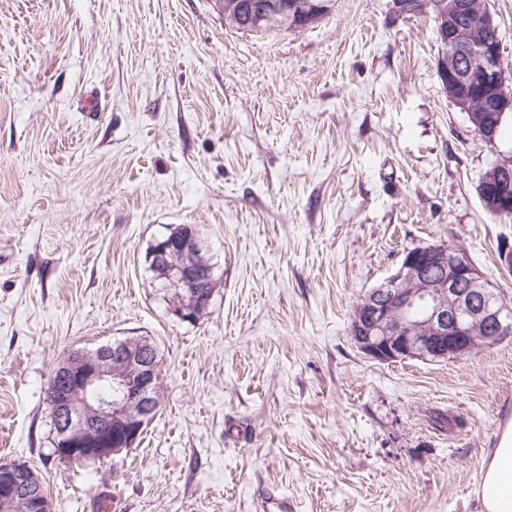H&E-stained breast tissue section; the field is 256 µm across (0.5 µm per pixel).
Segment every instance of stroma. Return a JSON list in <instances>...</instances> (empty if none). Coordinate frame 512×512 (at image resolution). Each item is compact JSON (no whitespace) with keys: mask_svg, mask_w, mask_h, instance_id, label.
Masks as SVG:
<instances>
[{"mask_svg":"<svg viewBox=\"0 0 512 512\" xmlns=\"http://www.w3.org/2000/svg\"><path fill=\"white\" fill-rule=\"evenodd\" d=\"M430 16L335 0L248 32L219 0H0V461L51 512H480L512 414V335L447 361L367 358L359 297L407 250L465 251L512 303V214L477 186L512 155L438 72ZM195 227L216 287L174 320L151 243ZM155 344L134 448L54 452L46 392L75 349Z\"/></svg>","mask_w":512,"mask_h":512,"instance_id":"obj_1","label":"stroma"}]
</instances>
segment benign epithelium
Listing matches in <instances>:
<instances>
[{
  "mask_svg": "<svg viewBox=\"0 0 512 512\" xmlns=\"http://www.w3.org/2000/svg\"><path fill=\"white\" fill-rule=\"evenodd\" d=\"M417 13L436 16L446 52L438 60L448 93L469 113L477 133L496 139L504 117L512 115V89L502 66V40L489 41L498 31L492 13L468 0H417ZM327 11L312 0H265L250 14L255 27H306ZM463 13L477 23L460 25ZM512 179V160L489 169L481 180L480 197L491 212L512 210L505 182ZM201 241L192 232H173L156 241L152 254L158 278L176 288L169 313L179 321H194L207 302L201 282L210 269L200 260ZM512 334V307L492 289L468 255L444 244H429L405 252L395 272L367 291L354 306L351 338L366 356L380 362L403 359L442 361L469 355ZM158 354L147 339H124L93 352L73 350L59 363L48 393L54 423L56 453L67 460L104 459L131 448L160 405ZM0 463V512H50V497L35 473Z\"/></svg>",
  "mask_w": 512,
  "mask_h": 512,
  "instance_id": "benign-epithelium-1",
  "label": "benign epithelium"
}]
</instances>
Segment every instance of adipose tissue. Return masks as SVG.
Returning <instances> with one entry per match:
<instances>
[{
	"instance_id": "adipose-tissue-1",
	"label": "adipose tissue",
	"mask_w": 512,
	"mask_h": 512,
	"mask_svg": "<svg viewBox=\"0 0 512 512\" xmlns=\"http://www.w3.org/2000/svg\"><path fill=\"white\" fill-rule=\"evenodd\" d=\"M477 494L481 512H512V425L500 443L489 449Z\"/></svg>"
}]
</instances>
